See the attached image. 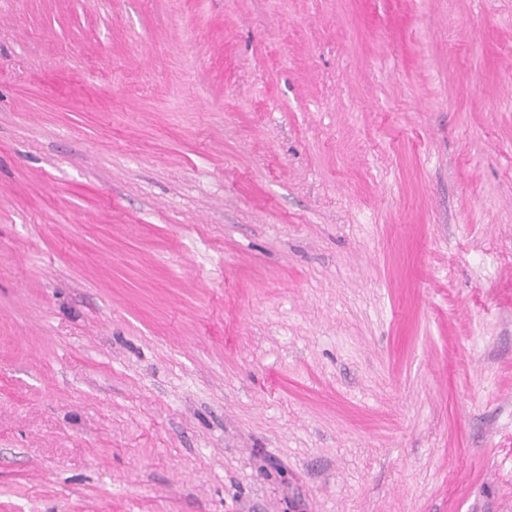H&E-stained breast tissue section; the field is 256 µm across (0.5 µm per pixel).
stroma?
<instances>
[{"label":"stroma","instance_id":"1","mask_svg":"<svg viewBox=\"0 0 512 512\" xmlns=\"http://www.w3.org/2000/svg\"><path fill=\"white\" fill-rule=\"evenodd\" d=\"M0 512H512V0H0Z\"/></svg>","mask_w":512,"mask_h":512}]
</instances>
